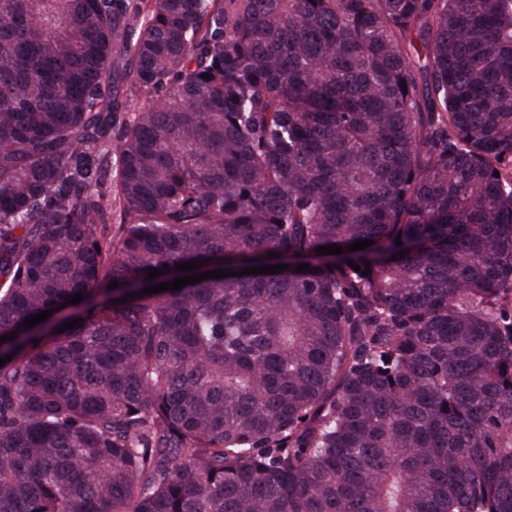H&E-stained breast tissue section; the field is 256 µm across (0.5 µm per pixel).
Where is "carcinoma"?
I'll use <instances>...</instances> for the list:
<instances>
[{"label":"carcinoma","mask_w":512,"mask_h":512,"mask_svg":"<svg viewBox=\"0 0 512 512\" xmlns=\"http://www.w3.org/2000/svg\"><path fill=\"white\" fill-rule=\"evenodd\" d=\"M0 275V512H512V0H0Z\"/></svg>","instance_id":"obj_1"}]
</instances>
